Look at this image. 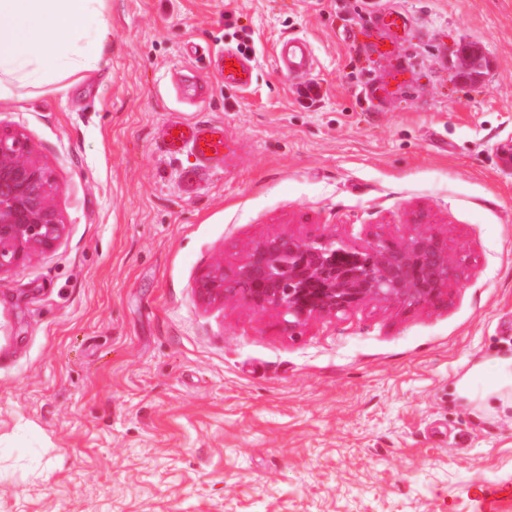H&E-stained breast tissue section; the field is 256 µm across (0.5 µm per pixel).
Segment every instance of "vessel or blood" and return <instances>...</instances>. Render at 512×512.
I'll list each match as a JSON object with an SVG mask.
<instances>
[{"mask_svg":"<svg viewBox=\"0 0 512 512\" xmlns=\"http://www.w3.org/2000/svg\"><path fill=\"white\" fill-rule=\"evenodd\" d=\"M275 56L278 67L288 74L305 75L314 67L311 44L300 36L281 40ZM217 71L227 86L244 90L252 83V61L236 51L227 50L219 55ZM160 148L173 156L191 152L196 169L201 172L227 165L236 153V142L225 134L222 126L178 118L166 124Z\"/></svg>","mask_w":512,"mask_h":512,"instance_id":"b4317fda","label":"vessel or blood"}]
</instances>
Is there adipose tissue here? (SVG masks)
I'll use <instances>...</instances> for the list:
<instances>
[{
    "instance_id": "adipose-tissue-1",
    "label": "adipose tissue",
    "mask_w": 512,
    "mask_h": 512,
    "mask_svg": "<svg viewBox=\"0 0 512 512\" xmlns=\"http://www.w3.org/2000/svg\"><path fill=\"white\" fill-rule=\"evenodd\" d=\"M104 0H0V102L17 83L91 70L106 45ZM469 402L512 409V356L477 364L459 381Z\"/></svg>"
}]
</instances>
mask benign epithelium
<instances>
[{
	"mask_svg": "<svg viewBox=\"0 0 512 512\" xmlns=\"http://www.w3.org/2000/svg\"><path fill=\"white\" fill-rule=\"evenodd\" d=\"M55 195L46 164L24 134L0 130V272L58 242L64 224ZM457 277L448 249L428 231L365 246L280 234L248 246L230 274L224 262L214 263L197 293L207 303L275 309L291 329L367 302L431 304Z\"/></svg>",
	"mask_w": 512,
	"mask_h": 512,
	"instance_id": "1",
	"label": "benign epithelium"
}]
</instances>
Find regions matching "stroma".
Listing matches in <instances>:
<instances>
[{
  "label": "stroma",
  "instance_id": "1",
  "mask_svg": "<svg viewBox=\"0 0 512 512\" xmlns=\"http://www.w3.org/2000/svg\"><path fill=\"white\" fill-rule=\"evenodd\" d=\"M104 22L97 70L0 104L65 225L0 273V512H512L475 494L512 485V421L455 393L512 354V0H106ZM291 35L310 75L277 66ZM246 39L238 90L213 65ZM177 116L235 162L187 185L194 157L158 147ZM419 229L460 266L429 305L290 330L197 294L270 236ZM278 67L287 74L305 75L314 67L313 50L310 42L300 36L281 40L275 48Z\"/></svg>",
  "mask_w": 512,
  "mask_h": 512
}]
</instances>
